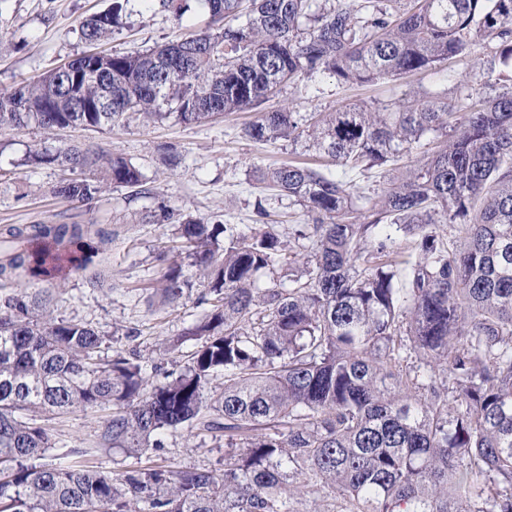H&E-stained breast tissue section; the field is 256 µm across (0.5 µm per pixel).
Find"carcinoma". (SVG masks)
Returning a JSON list of instances; mask_svg holds the SVG:
<instances>
[{
	"label": "carcinoma",
	"mask_w": 512,
	"mask_h": 512,
	"mask_svg": "<svg viewBox=\"0 0 512 512\" xmlns=\"http://www.w3.org/2000/svg\"><path fill=\"white\" fill-rule=\"evenodd\" d=\"M130 0L84 21L112 35ZM179 19L185 0H138ZM209 24L134 54L83 53L0 92V128H112L132 112L184 124L258 107L301 76L362 85L432 71L486 47L512 64V0H202ZM479 84L459 104L422 94L353 105L309 124L261 112L247 134L304 138L338 166L381 167L435 146L372 198L302 164L260 178L303 205L313 255L288 282L278 237L187 217L176 228L203 277L206 314L186 365L152 382L141 356L107 360L108 337L57 317L49 296L0 298V512H293L292 482L340 512H512V84ZM71 172L58 193L86 202L107 185H143L140 169L99 149L32 151ZM461 226L448 247L440 227ZM110 241L95 224L0 229V288L23 272L62 285L54 263L98 285ZM192 288L167 264L156 294ZM416 364L406 365L409 358ZM224 388L210 393L212 378ZM110 409L101 449L141 457L182 429L224 433V471L137 466L93 470V448H55L42 414ZM56 450L50 463L43 459Z\"/></svg>",
	"instance_id": "cac0c4a2"
}]
</instances>
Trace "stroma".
I'll return each mask as SVG.
<instances>
[{
	"mask_svg": "<svg viewBox=\"0 0 512 512\" xmlns=\"http://www.w3.org/2000/svg\"><path fill=\"white\" fill-rule=\"evenodd\" d=\"M111 0H0V90L33 81L77 54L90 51L78 29L91 15L106 10ZM183 20L158 9L132 13L99 50L131 53L178 39L204 25L201 0H188ZM491 72L493 78L512 76V67L492 63L489 49L477 48L468 56L449 61L439 69L376 84L341 85L330 74L300 77L284 85L262 106L263 111L289 109L309 118L314 112H333L349 104L383 106L402 94L447 90L449 97L463 93L468 75ZM244 110L197 124L175 119L152 123L126 115L112 129L47 131L31 125L0 129V225L98 224L112 233V243L102 264L104 282L91 286L84 275L71 273L64 287L26 278L25 288L44 291L55 315L91 324L110 336L112 347L134 350L150 364L185 363L196 347L183 340L186 328L205 311L198 298L196 270L184 272L193 288L178 305H168L153 292L166 270V259L177 258L174 226L190 214L209 224H236L269 231L290 248H297L296 232L311 218L305 208L267 186L258 170L288 163H308L354 182L370 196H379L388 180L402 174L410 156L404 155L369 174L336 166L305 140H256L245 129L257 116ZM90 144L107 154L136 165L146 179L145 191L110 187L91 201L80 203L56 195L67 177L57 167L25 163L34 149ZM176 148L178 167L163 164V148ZM181 339L179 352H166L163 344ZM100 409L78 410L63 418H42L57 447L94 448L106 418ZM224 436L185 429L167 436L165 447L151 462L179 468L224 466Z\"/></svg>",
	"mask_w": 512,
	"mask_h": 512,
	"instance_id": "obj_1",
	"label": "stroma"
}]
</instances>
